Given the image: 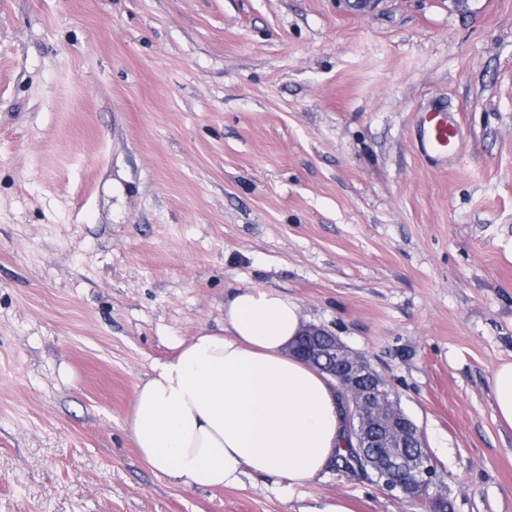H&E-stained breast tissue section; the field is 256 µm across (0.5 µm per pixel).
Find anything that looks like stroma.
I'll return each mask as SVG.
<instances>
[{"label": "stroma", "instance_id": "1", "mask_svg": "<svg viewBox=\"0 0 512 512\" xmlns=\"http://www.w3.org/2000/svg\"><path fill=\"white\" fill-rule=\"evenodd\" d=\"M247 287L368 358L452 512H512V0H0V512H426L139 457L141 379ZM426 144L427 149L437 154L448 152L451 145L460 152V127L447 115L437 114L429 119ZM490 388L497 420L512 428V361H504L494 370Z\"/></svg>", "mask_w": 512, "mask_h": 512}]
</instances>
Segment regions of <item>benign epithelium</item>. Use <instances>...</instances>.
<instances>
[{"label": "benign epithelium", "instance_id": "obj_1", "mask_svg": "<svg viewBox=\"0 0 512 512\" xmlns=\"http://www.w3.org/2000/svg\"><path fill=\"white\" fill-rule=\"evenodd\" d=\"M293 352L329 374L347 399V426L359 456L358 470L389 491L427 501L430 512H449L451 504L420 429L367 359L315 325L300 332Z\"/></svg>", "mask_w": 512, "mask_h": 512}]
</instances>
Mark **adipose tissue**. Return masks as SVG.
Returning a JSON list of instances; mask_svg holds the SVG:
<instances>
[{"instance_id":"adipose-tissue-1","label":"adipose tissue","mask_w":512,"mask_h":512,"mask_svg":"<svg viewBox=\"0 0 512 512\" xmlns=\"http://www.w3.org/2000/svg\"><path fill=\"white\" fill-rule=\"evenodd\" d=\"M301 306L267 288L224 298V325L173 342L138 384L129 427L141 458L183 488L273 478L289 495L332 467L346 426L328 374L290 354Z\"/></svg>"}]
</instances>
